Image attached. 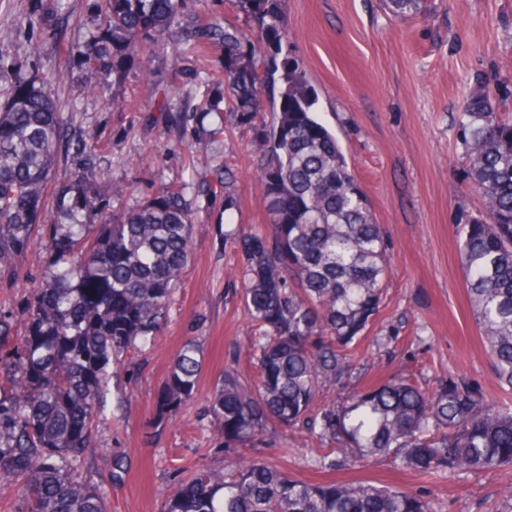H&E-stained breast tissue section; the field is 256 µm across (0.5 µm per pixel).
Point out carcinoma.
<instances>
[{
	"mask_svg": "<svg viewBox=\"0 0 512 512\" xmlns=\"http://www.w3.org/2000/svg\"><path fill=\"white\" fill-rule=\"evenodd\" d=\"M185 0H102L73 53L112 81L149 42L169 34ZM247 27L224 29V83L231 111L251 121L269 110L272 125L252 150L262 156L259 185L271 234L236 226L224 232L245 258V316L254 328L256 376L224 368L207 412L233 462L183 471L160 512H433L426 499L369 483H312L251 455L271 427L291 429L315 413L329 453L389 456L422 475H462L512 466V405L476 384L441 375L431 391L399 373L323 403L342 386L357 348L380 312L390 255L384 229L335 135L316 115L306 74L282 53L280 0H228ZM395 18L424 14V0H382ZM58 73L17 72L0 100V274L36 237L48 239L49 279L21 306L25 336H12L13 311L0 309V491L17 512H108L87 467L104 423L108 366L151 345L174 303L191 257L193 212L184 187H160L141 205L107 213L127 187L112 182L84 142L58 174L66 131L51 85ZM280 86L265 106L266 81ZM459 137L465 177L483 212L461 225L459 257L471 316L499 388L512 395V118L478 85L464 100ZM202 351L186 342L175 355L157 408L164 417L190 403Z\"/></svg>",
	"mask_w": 512,
	"mask_h": 512,
	"instance_id": "carcinoma-1",
	"label": "carcinoma"
}]
</instances>
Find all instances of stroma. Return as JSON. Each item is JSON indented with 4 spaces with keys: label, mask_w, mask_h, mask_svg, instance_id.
<instances>
[{
    "label": "stroma",
    "mask_w": 512,
    "mask_h": 512,
    "mask_svg": "<svg viewBox=\"0 0 512 512\" xmlns=\"http://www.w3.org/2000/svg\"><path fill=\"white\" fill-rule=\"evenodd\" d=\"M99 0H0V25L14 27L0 55L16 70L52 68L64 81L54 95L73 142L92 138L97 161L113 182L128 186L113 210L136 207L161 185L189 182L194 212L192 257L168 320L154 345L112 365L108 428L95 465L109 512H159L178 468L224 462L223 439L205 414L206 400L224 367L248 361L252 337L238 295L241 256L224 242V219L269 233L251 144L272 112L247 123L228 114L224 48L210 30L242 26L228 0H186L169 41L147 46L112 88L115 108L90 89L88 72L71 54L88 36L86 19ZM288 42L283 51L304 69L320 120L339 139L367 195L376 223L387 232L391 271L384 304L360 352L365 364L350 384L357 391L400 368L425 380L452 373L477 380L497 398L492 361L472 322L458 258L462 223L478 216L480 195L464 177L459 140L461 104L485 85L499 112L512 117V0H428L425 16L397 19L381 0H281ZM183 52L172 66L173 49ZM219 100L224 115L202 112ZM231 173L237 207L224 212L218 181ZM47 240H35L0 275V306L9 308L44 284L50 271ZM196 340L204 367L194 399L156 425L157 394L174 356ZM262 455L293 477L310 482L369 481L429 499L435 512H503L512 467L480 475L422 476L376 457L318 469L324 452L306 429L255 442ZM125 471L112 477V461Z\"/></svg>",
    "instance_id": "obj_1"
}]
</instances>
